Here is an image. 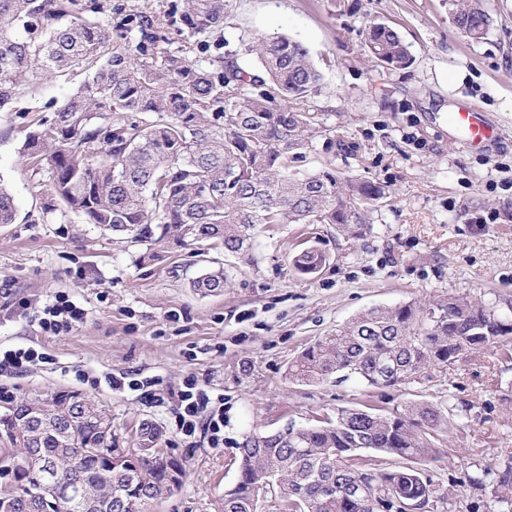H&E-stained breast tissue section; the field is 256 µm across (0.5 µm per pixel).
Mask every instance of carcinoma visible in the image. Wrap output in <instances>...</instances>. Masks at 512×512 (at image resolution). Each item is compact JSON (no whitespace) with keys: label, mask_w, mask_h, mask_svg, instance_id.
I'll return each mask as SVG.
<instances>
[{"label":"carcinoma","mask_w":512,"mask_h":512,"mask_svg":"<svg viewBox=\"0 0 512 512\" xmlns=\"http://www.w3.org/2000/svg\"><path fill=\"white\" fill-rule=\"evenodd\" d=\"M446 2L468 38L484 37L489 0ZM104 8L102 0H0V109L37 79L94 68L53 117L37 119L24 135L23 153L47 194L45 212L81 215L145 246L141 258L149 260L199 241L248 257L263 224H333L353 238L369 230L368 213L387 197L386 186L333 169L296 171L315 132L302 104L321 81L303 43L271 35L224 53L203 36L224 23L226 0H180L173 10L199 41L171 51L159 45L162 22L146 8L122 14L115 34L88 18ZM364 42L391 70L411 63L408 46L387 24H370ZM109 43L112 51L98 62ZM194 51L205 62L191 57ZM15 218L14 198L0 186V224ZM291 262L313 275L326 256L311 248ZM224 283L218 267L191 287L209 294ZM496 348L512 356V299L450 295L369 308L306 348L288 375L397 390L454 358ZM71 399L64 391L24 401L44 421L35 459L25 458V431L10 416L15 403L0 414V430L17 429L0 448V499L11 500L12 512H28L42 464L67 476L77 455L79 481L97 508L65 500L54 512H148L182 482L183 470L156 450L158 425L141 423L135 447L114 448L110 410L87 398L89 414L77 420ZM69 418L68 434L53 428ZM451 427L443 404L414 399L392 410L369 401L340 406L306 426L254 433L239 446V478L224 492L222 512H373L371 500L353 492L360 483L372 497L393 490L425 505L436 488L414 464L430 458ZM363 450L404 463L384 468Z\"/></svg>","instance_id":"1"}]
</instances>
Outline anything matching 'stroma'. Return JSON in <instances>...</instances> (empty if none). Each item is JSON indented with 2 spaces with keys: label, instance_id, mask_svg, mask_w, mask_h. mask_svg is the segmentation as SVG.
I'll return each mask as SVG.
<instances>
[{
  "label": "stroma",
  "instance_id": "stroma-1",
  "mask_svg": "<svg viewBox=\"0 0 512 512\" xmlns=\"http://www.w3.org/2000/svg\"><path fill=\"white\" fill-rule=\"evenodd\" d=\"M173 2L111 0L112 11L94 19L112 27L117 8L147 7L165 20V45L175 49L189 36L171 14ZM491 17L474 42L444 0H227L224 24L209 42L235 51L282 33L309 49L322 74L306 102L320 131L303 169L333 167L390 192L363 238L332 224H268L249 260L190 246L143 262L141 246L80 216L43 213L37 179L21 157L22 129L34 111L81 88L88 72L43 82L0 109V181L17 209L15 223L0 224V296L26 297L38 309L66 294L87 312L63 336L0 316V345L44 355L23 372L0 371V407L81 392L111 410L118 448L131 447L138 424L152 421L185 475L151 512H222L246 436L367 400V389L351 381L289 378V364L319 337L377 305L490 289L512 294V0H491ZM372 22L399 32L412 54L408 68L391 70L368 56L362 32ZM468 103L496 126V137L479 148L448 123ZM307 247L327 257L310 276L288 259ZM214 264L223 267L226 288L197 293L191 281ZM109 374L153 380L152 397L110 389ZM93 377L99 385H90ZM189 379L223 396V446L213 447L201 429L191 438L179 433L171 394ZM412 399L445 404L455 419L434 460L421 465L443 497L431 512H505L498 480L512 460V358L498 350L461 358L388 391L379 404ZM465 469L484 472L483 486L460 484Z\"/></svg>",
  "mask_w": 512,
  "mask_h": 512
}]
</instances>
